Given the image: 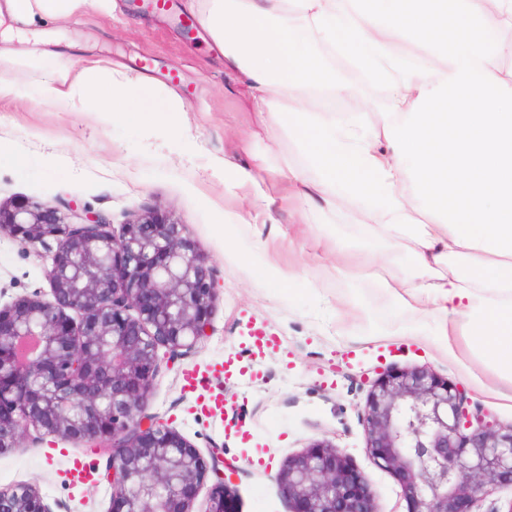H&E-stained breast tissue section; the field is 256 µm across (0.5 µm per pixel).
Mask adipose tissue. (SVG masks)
I'll return each instance as SVG.
<instances>
[{
	"instance_id": "adipose-tissue-1",
	"label": "adipose tissue",
	"mask_w": 512,
	"mask_h": 512,
	"mask_svg": "<svg viewBox=\"0 0 512 512\" xmlns=\"http://www.w3.org/2000/svg\"><path fill=\"white\" fill-rule=\"evenodd\" d=\"M98 0H0V100L9 72L31 69L43 101L111 120L150 123L180 112L109 66H83L47 48L43 26ZM271 140H295L317 178L277 159L266 204L307 206L317 222L367 208L379 239L408 242L410 273L380 279L408 317L399 332L432 324L441 345L470 336L486 367L512 381V82L495 78L499 32L512 0H191ZM323 43L381 81L384 111H316L313 89L354 97L311 47ZM30 43L27 53L13 42Z\"/></svg>"
}]
</instances>
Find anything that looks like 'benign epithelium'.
<instances>
[{
    "label": "benign epithelium",
    "mask_w": 512,
    "mask_h": 512,
    "mask_svg": "<svg viewBox=\"0 0 512 512\" xmlns=\"http://www.w3.org/2000/svg\"><path fill=\"white\" fill-rule=\"evenodd\" d=\"M41 247L51 298L0 306V450L26 438L106 445L112 512H192L214 480L207 512H235L220 460L206 465L178 431L147 413L159 349L190 352L207 337L216 275L184 225L146 210L119 233L36 203H0V237ZM56 246H51V242ZM78 318H73L70 312ZM366 453L395 474L407 512H512V427L469 410L454 384L424 367L394 366L368 393ZM278 481L290 512H377L355 460L328 440L288 456ZM0 512H50L29 485L0 490Z\"/></svg>",
    "instance_id": "obj_1"
}]
</instances>
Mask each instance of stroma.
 <instances>
[{"mask_svg":"<svg viewBox=\"0 0 512 512\" xmlns=\"http://www.w3.org/2000/svg\"><path fill=\"white\" fill-rule=\"evenodd\" d=\"M195 16L188 0H171L167 13L147 0H112L65 23L51 36L69 42L81 62L102 61L129 77L161 87L173 70L185 109L162 114L154 125L106 123L92 112H62L40 103L37 80L16 71L14 99L0 101V141L13 155L0 156V202L29 201L81 222L86 213L108 217L120 230L135 214L155 206L168 212L217 273L218 301L207 338L187 354H161L149 402L158 416L196 446L203 459L218 455L236 465L230 477L236 512H288L276 475L288 455L319 439L332 440L365 473L379 512H407L396 477L377 468L365 452L361 416L372 382L394 365L426 367L456 384L469 406L512 426V384L486 369L455 337L449 349L433 337L366 335L401 315L363 271L336 275L333 240L394 257L403 268V243L379 240L363 213L303 224L278 206H266L246 188L229 193L215 164L223 157L258 168L268 153L286 159L305 180L307 165L295 141H271L249 106L246 85L224 66L203 27L186 34L181 22ZM270 210L273 220L251 225L269 262L296 272L280 288L258 283L236 257L240 235L225 213ZM44 250L0 239V305L40 292L49 295ZM264 331L276 347L258 349ZM234 358L231 378L216 363ZM202 376L195 389L186 374ZM103 448L45 437L0 451V489L36 487L51 512H111Z\"/></svg>","mask_w":512,"mask_h":512,"instance_id":"obj_1","label":"stroma"}]
</instances>
